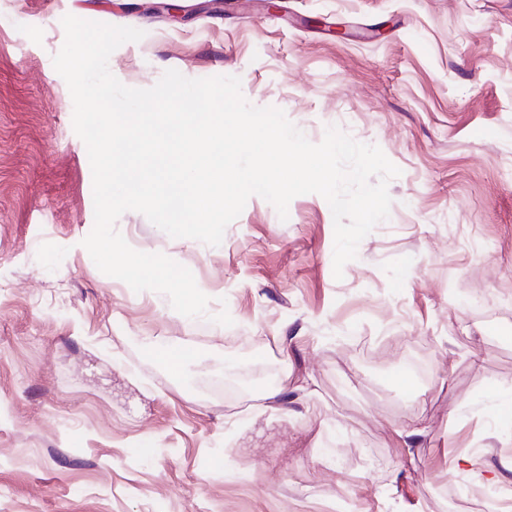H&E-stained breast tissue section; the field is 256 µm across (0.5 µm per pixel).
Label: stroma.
I'll use <instances>...</instances> for the list:
<instances>
[{
	"mask_svg": "<svg viewBox=\"0 0 512 512\" xmlns=\"http://www.w3.org/2000/svg\"><path fill=\"white\" fill-rule=\"evenodd\" d=\"M132 2L0 0V512H512V472L449 470L512 458V0H177L185 21ZM68 14L143 31L109 59L125 86L236 76L311 142L378 146L401 174L342 278L314 193L284 220L251 197L216 247L120 216L133 249L193 273L206 316L103 274L53 66ZM159 344L198 359L171 374ZM228 360L276 374L229 401Z\"/></svg>",
	"mask_w": 512,
	"mask_h": 512,
	"instance_id": "stroma-1",
	"label": "stroma"
}]
</instances>
